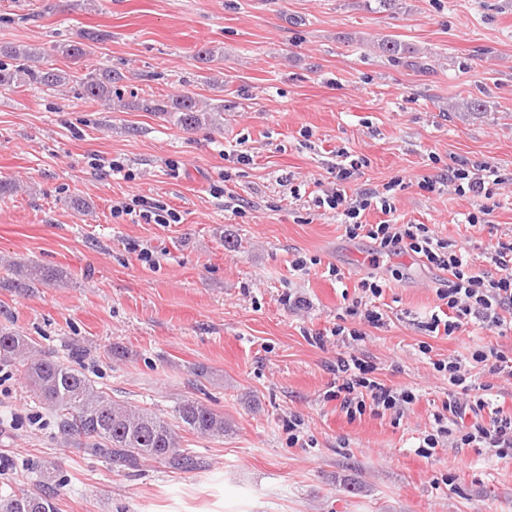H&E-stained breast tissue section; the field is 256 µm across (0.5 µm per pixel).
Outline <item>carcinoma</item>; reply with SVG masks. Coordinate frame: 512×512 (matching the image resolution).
<instances>
[{
	"label": "carcinoma",
	"instance_id": "cac0c4a2",
	"mask_svg": "<svg viewBox=\"0 0 512 512\" xmlns=\"http://www.w3.org/2000/svg\"><path fill=\"white\" fill-rule=\"evenodd\" d=\"M102 39L103 34L85 30L78 39L55 47V52L77 64L90 53V45ZM0 55L15 61L11 66L0 64V89L29 85L58 90L77 78L83 96L95 101L111 98L112 84L122 80L120 75L108 70L88 71L78 78L72 71L41 68L36 62L42 52L36 47L0 45ZM150 111L173 119L186 130L214 125L224 116V106L203 110L189 94L156 103ZM62 278V272L35 262L17 267L14 278L4 282V286L34 288ZM1 366L23 368L31 390L56 416L61 435L83 436L85 452L119 466L147 467L161 463L172 469L187 470L194 461L191 452L183 447L184 434L213 437L227 431L224 414L198 399L179 402L170 419L147 408L114 400L72 361L49 355L31 337L2 328ZM53 485H59V479L49 466L42 473L39 488L16 486L0 494V512H58L55 498L48 492Z\"/></svg>",
	"mask_w": 512,
	"mask_h": 512
}]
</instances>
